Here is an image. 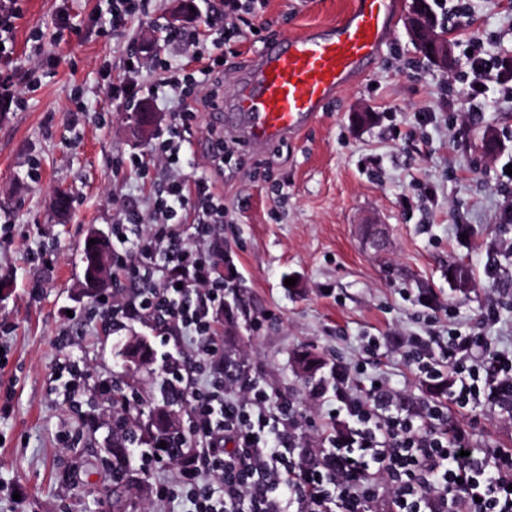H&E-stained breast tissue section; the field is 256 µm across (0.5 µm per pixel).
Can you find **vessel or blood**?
Here are the masks:
<instances>
[{
    "mask_svg": "<svg viewBox=\"0 0 512 512\" xmlns=\"http://www.w3.org/2000/svg\"><path fill=\"white\" fill-rule=\"evenodd\" d=\"M391 16V0H355L330 31L266 44L229 98L225 131L261 146L305 128L341 86L377 59Z\"/></svg>",
    "mask_w": 512,
    "mask_h": 512,
    "instance_id": "obj_1",
    "label": "vessel or blood"
}]
</instances>
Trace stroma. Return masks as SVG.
Here are the masks:
<instances>
[{"label": "stroma", "mask_w": 512, "mask_h": 512, "mask_svg": "<svg viewBox=\"0 0 512 512\" xmlns=\"http://www.w3.org/2000/svg\"><path fill=\"white\" fill-rule=\"evenodd\" d=\"M352 0H256L269 20L267 39L295 36L336 24ZM411 0H396L391 26L369 73L343 85L317 119L288 139L254 147L240 144L213 169L208 129L216 113L200 111L191 135L195 169L212 174L230 222L224 227V262L238 276L225 298L219 336L229 338L259 378L282 399L295 402L306 421L302 443L322 444L333 432L327 412L333 391L296 362L317 352L324 369L351 366L355 382L384 380L399 390L405 408L434 394L400 351L393 336L453 329L487 336L512 349V238L505 207L512 200V89L486 81L471 97L466 44L477 38L485 55L512 48V0H466L468 25L441 12L455 63L444 70L411 41L406 17ZM66 9L77 31L54 40L55 18ZM112 0H24L16 22L13 65L31 71L36 84L22 110L0 116V484L23 495L0 493V512H113L112 483L99 450L112 443V410L99 404L101 379L124 364L115 346L148 338L157 353L170 349L162 331L133 323L117 331L83 288L81 253L89 230L108 235L126 207L149 214L167 170L144 180L116 171L113 162L150 154L152 141L137 137L126 99L109 96L107 81L138 84L159 126L177 110L176 99L149 101L159 84L157 57L193 70L186 46L165 34L179 0H146L126 27L101 35ZM41 39L56 69L33 65L31 46ZM137 54L138 72L126 59ZM454 101V111L440 109ZM429 120H421V113ZM498 142L481 148L484 133ZM68 191L66 214L56 211ZM52 258L33 263V253ZM471 269L468 287L449 275ZM295 285H285V278ZM498 317H485L488 297ZM435 307H428V300ZM449 425L473 424L484 448H511L512 424L486 406L458 408L450 396ZM173 472L160 470L125 491L134 512H188L186 499L159 501L154 489Z\"/></svg>", "instance_id": "obj_1"}]
</instances>
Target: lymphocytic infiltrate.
<instances>
[{"mask_svg": "<svg viewBox=\"0 0 512 512\" xmlns=\"http://www.w3.org/2000/svg\"><path fill=\"white\" fill-rule=\"evenodd\" d=\"M253 13L244 0H224L223 11L209 20L220 31L213 52L196 51L193 71L158 59L163 78L150 94L175 93L181 108L158 131L150 157L114 164L143 179L161 165L169 178L152 201L146 233L137 231L135 209L112 226L119 241L112 267L134 288L101 300L102 313L116 324L154 322L190 337L192 357L180 359L179 367L206 377L199 388L182 384L190 402L187 448L141 457L140 470L175 465L192 512H238L245 500L252 512H372L383 498L388 512H512V450L482 448L470 430L447 429L443 405L425 401L408 412L383 385L359 394L350 369L336 363L335 412L356 423L355 436L334 441L304 467L294 457L302 418L292 403L274 401L259 379L235 386L225 379L214 328L227 288L221 270L226 209L209 177L185 173L191 147L186 135L198 110L214 109L221 99L223 57L234 55L235 43L263 41L267 26L256 23ZM186 211L194 214L192 224L179 219ZM394 344L428 381L453 371L460 382L453 394L457 406L486 404L512 423V350L491 349L475 333H456L444 343L434 335L399 337Z\"/></svg>", "mask_w": 512, "mask_h": 512, "instance_id": "obj_1", "label": "lymphocytic infiltrate"}]
</instances>
